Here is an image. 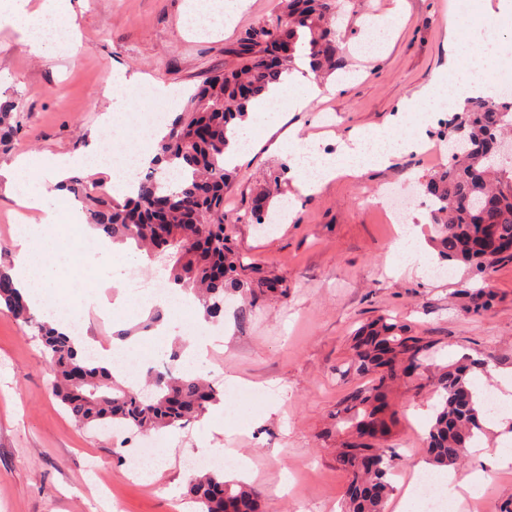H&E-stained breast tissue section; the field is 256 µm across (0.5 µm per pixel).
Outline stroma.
Wrapping results in <instances>:
<instances>
[{"label":"stroma","mask_w":512,"mask_h":512,"mask_svg":"<svg viewBox=\"0 0 512 512\" xmlns=\"http://www.w3.org/2000/svg\"><path fill=\"white\" fill-rule=\"evenodd\" d=\"M189 0H71L82 33L77 53L48 56L28 53L19 33L0 26V102H12L24 115L21 140L0 152V166L17 155L74 156L101 148L104 131L112 149L126 153L142 129L131 113L146 116L144 102L115 115L110 87L116 73L141 76L146 88L162 84L189 94L204 78L234 63L224 48L244 31L275 12L278 0H251L233 29L208 39L181 31ZM402 3V21L385 53L360 57L370 20ZM337 46L347 71L356 73L348 88L302 112L280 106L278 128L258 125L256 147L239 162L225 198L234 209L224 229L235 243L244 275L256 283L247 319L225 307L208 327L218 342L206 362V376L232 378L239 389H225L223 405L200 419L143 435L132 428L79 426L52 390L54 379L38 340V326L58 320L57 309L16 321L0 310V512H198L186 500L187 459L204 445L226 449L250 463L248 483L261 495L264 512H342L349 479L336 466V429L331 414L356 381L346 376L349 337L362 320L387 312L411 324L440 345L438 361L467 354L492 357L498 368L512 367V265L495 270L491 282L497 303L483 316L464 313L456 297L477 288L480 278L465 267L434 275L435 252L425 240L428 225L417 227L423 247L405 270H396L391 252L399 227L389 223L379 203L383 188H417L419 180L445 164L441 127L446 111L407 116L399 135L425 123L431 156L409 153L387 168L359 177L342 176L319 192L301 198L289 223L265 226L236 222L269 181L278 190L270 212L293 192V178L272 152L280 137L320 139L325 151L337 138L366 126L391 123L400 101L428 84L448 61L443 18L448 9L482 11V0H339ZM117 259L101 257L89 280L74 289L116 303L111 322L91 313L79 320L88 339L120 344V331L145 321L148 310L123 307L124 288H102L99 278L112 274ZM278 281L281 290L265 293L258 285ZM397 415L392 442L403 459L389 504L406 489L405 476L426 458L421 450L425 426L436 403L431 392L408 385L393 389ZM142 448L155 449L161 463L151 480H132L131 459ZM106 480L111 497L96 484Z\"/></svg>","instance_id":"obj_1"}]
</instances>
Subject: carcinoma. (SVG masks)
Here are the masks:
<instances>
[{
	"mask_svg": "<svg viewBox=\"0 0 512 512\" xmlns=\"http://www.w3.org/2000/svg\"><path fill=\"white\" fill-rule=\"evenodd\" d=\"M337 0H282L280 10L247 29L224 48L237 66L212 75L190 96L168 125L155 157L138 175L136 195L119 204L97 176L71 178L66 190L82 202L88 223L114 243H130L161 260L167 283L193 294L204 316L224 311L229 296L240 295L238 313L246 315L251 282L240 274L239 258L224 233V189L234 170L224 167L229 125L246 118L250 102L281 81L295 52L304 48L318 75L343 65L336 44ZM13 105H0V146L19 133ZM512 132V102L477 98L445 125L453 146L448 164L421 182L430 199L431 247L442 262L462 264L484 282L462 288L463 310L473 316L489 311L497 299L491 274L512 264V164L498 161L497 142ZM269 196L261 194L237 217L262 224ZM0 305L23 323L34 315L11 274L0 268ZM39 338L55 375L53 392L73 420L84 427L126 426L159 430L203 416L221 400L222 391L202 378L168 371L147 374L149 392L120 384L99 359L79 354L69 336L50 323ZM435 346L408 323L382 314L353 334L347 372L369 380L357 386L336 410V463L349 477L344 512H386L391 476L398 466L386 447L395 410L393 386L410 380L431 387L438 397L423 437V449L438 468L455 467L469 454L489 411L474 401L470 374L487 359L464 356L451 364L435 362ZM188 493L200 512H262L261 496L250 484L228 480L214 468L193 474Z\"/></svg>",
	"mask_w": 512,
	"mask_h": 512,
	"instance_id": "cac0c4a2",
	"label": "carcinoma"
}]
</instances>
